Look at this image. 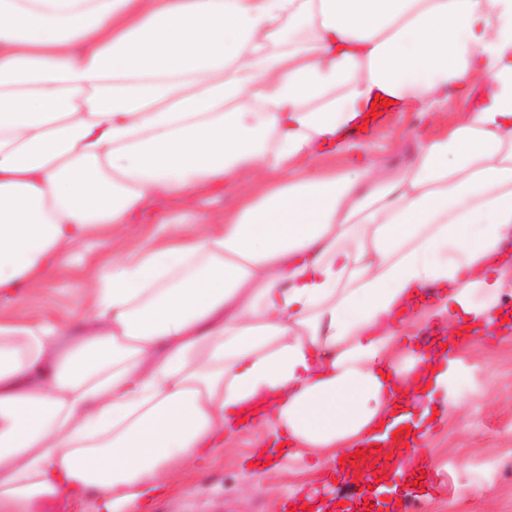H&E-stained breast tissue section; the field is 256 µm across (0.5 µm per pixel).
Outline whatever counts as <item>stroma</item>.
<instances>
[{
    "label": "stroma",
    "mask_w": 512,
    "mask_h": 512,
    "mask_svg": "<svg viewBox=\"0 0 512 512\" xmlns=\"http://www.w3.org/2000/svg\"><path fill=\"white\" fill-rule=\"evenodd\" d=\"M413 125L408 114L374 135L382 168L391 171L411 161L416 149ZM237 203L228 189L204 191L175 205L157 201L143 216L142 226L113 229L111 242L76 250L67 272L26 288L10 313L24 320L72 321L88 309V285L100 275L105 256L136 253L152 225L165 219L221 224ZM454 389L459 408L449 411L447 428L424 448L425 460L438 469L444 486L398 503V512H512V332L466 346L459 355ZM252 453L247 438L225 442L217 463L186 469L181 490L156 498L146 512H282L284 502L300 496V477L273 468L255 476L248 464Z\"/></svg>",
    "instance_id": "obj_1"
}]
</instances>
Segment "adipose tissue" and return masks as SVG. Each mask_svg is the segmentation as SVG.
I'll return each instance as SVG.
<instances>
[{
	"label": "adipose tissue",
	"instance_id": "obj_1",
	"mask_svg": "<svg viewBox=\"0 0 512 512\" xmlns=\"http://www.w3.org/2000/svg\"><path fill=\"white\" fill-rule=\"evenodd\" d=\"M379 95L423 125L391 173L344 137ZM247 171L218 228L104 259L77 328L8 314L154 200ZM511 241L512 0H0V512H144L253 431L327 464L433 435L454 363L410 329L502 322Z\"/></svg>",
	"mask_w": 512,
	"mask_h": 512
}]
</instances>
